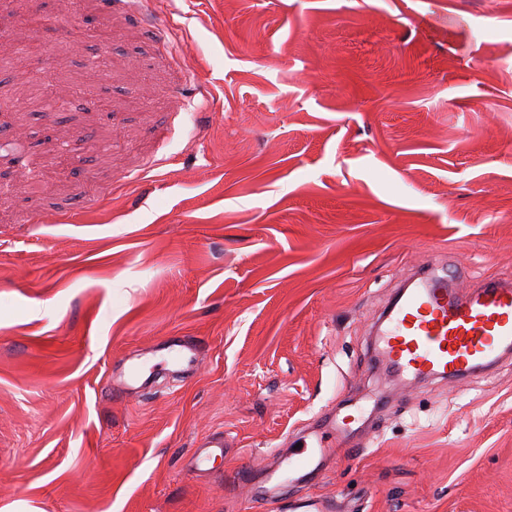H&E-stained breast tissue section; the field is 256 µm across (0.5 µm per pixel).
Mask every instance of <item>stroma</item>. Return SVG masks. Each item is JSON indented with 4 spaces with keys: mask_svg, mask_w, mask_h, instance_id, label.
<instances>
[{
    "mask_svg": "<svg viewBox=\"0 0 512 512\" xmlns=\"http://www.w3.org/2000/svg\"><path fill=\"white\" fill-rule=\"evenodd\" d=\"M19 42L66 95L0 71V512H512V357L369 345L425 260L512 279V0H0ZM309 448L308 444L302 445L295 451H290L286 467L288 469V482L293 483L302 476L312 473L318 469L326 460L329 448ZM305 472V474L296 477L297 474Z\"/></svg>",
    "mask_w": 512,
    "mask_h": 512,
    "instance_id": "1",
    "label": "stroma"
}]
</instances>
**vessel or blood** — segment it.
I'll use <instances>...</instances> for the list:
<instances>
[{"mask_svg":"<svg viewBox=\"0 0 512 512\" xmlns=\"http://www.w3.org/2000/svg\"><path fill=\"white\" fill-rule=\"evenodd\" d=\"M402 290L382 316L381 354L400 374L449 380L492 367L512 352V283L490 281L460 288L434 264ZM324 448L290 452L289 482L312 473L327 458Z\"/></svg>","mask_w":512,"mask_h":512,"instance_id":"1","label":"vessel or blood"}]
</instances>
